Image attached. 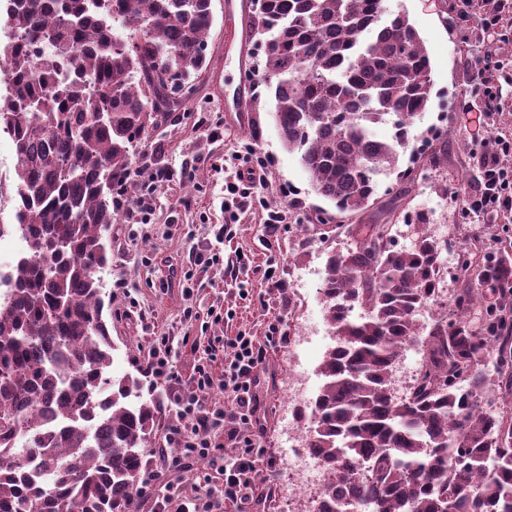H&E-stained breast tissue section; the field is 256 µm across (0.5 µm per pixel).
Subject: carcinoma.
I'll return each mask as SVG.
<instances>
[{
	"label": "carcinoma",
	"instance_id": "carcinoma-1",
	"mask_svg": "<svg viewBox=\"0 0 512 512\" xmlns=\"http://www.w3.org/2000/svg\"><path fill=\"white\" fill-rule=\"evenodd\" d=\"M4 2L0 133L15 144L17 205L0 234L20 233L25 251L0 277V512H134L157 410L131 402L138 379L108 372L103 232L138 145L208 69L212 0ZM381 14L382 0H259L249 16L280 137L340 213L374 201L431 96L418 32L404 13L379 27ZM386 121L391 140L372 138ZM414 224L408 247L391 224L326 225L352 243L327 253L322 285L336 345L308 447L330 470L324 512H512V412L485 397H512V251L476 238L446 301L448 244L424 214ZM408 344L424 363L400 399Z\"/></svg>",
	"mask_w": 512,
	"mask_h": 512
}]
</instances>
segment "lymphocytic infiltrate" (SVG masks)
Listing matches in <instances>:
<instances>
[{"label":"lymphocytic infiltrate","instance_id":"obj_1","mask_svg":"<svg viewBox=\"0 0 512 512\" xmlns=\"http://www.w3.org/2000/svg\"><path fill=\"white\" fill-rule=\"evenodd\" d=\"M478 25L487 37L488 51L477 58L474 83L487 111H499L497 71L504 60L492 52L495 44H512V0H495L492 8L479 12ZM512 137L495 136L482 154V170L476 194L465 197L468 212L494 214L512 211ZM195 160L183 164L180 172L164 167H148L139 171L136 181L140 193L135 204L117 196L114 206L127 211L133 223H150L155 211L154 192L174 176L191 177ZM259 178L235 171L224 183L223 223L215 225L216 239L232 233V226L244 208L258 200ZM197 362L178 389L167 393L183 422L168 427L165 445L181 451L178 465L198 458L208 460L209 469L198 484L167 483L161 496L155 498L151 512H245L246 505L258 496L252 479L257 467L258 448L251 435L240 433L235 423L258 424L259 398L255 392V371L265 359L266 350L247 333L233 337H214L196 346Z\"/></svg>","mask_w":512,"mask_h":512}]
</instances>
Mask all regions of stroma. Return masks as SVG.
Segmentation results:
<instances>
[{
    "label": "stroma",
    "mask_w": 512,
    "mask_h": 512,
    "mask_svg": "<svg viewBox=\"0 0 512 512\" xmlns=\"http://www.w3.org/2000/svg\"><path fill=\"white\" fill-rule=\"evenodd\" d=\"M225 0H212L214 21L208 50L209 71L197 85L194 95L173 125L150 132L145 138L141 160L151 158L154 145L164 147L162 166L180 170L184 159L201 156L191 180L175 179L162 184L155 193L156 212L152 223L130 224L117 219L112 226V255L100 272L105 300L104 313L112 336L110 375L139 378L141 401L162 403L167 382L150 384L142 377L139 361L147 359L158 336H168L177 351L176 372L188 375L195 355L191 342H207L213 336H234L244 331L264 338L274 318H281L285 332H293L304 317L322 315L318 288L324 277L326 253L335 240L323 239L314 226L318 211H326L334 224H376V208L346 215L334 204L318 196L297 154L284 145L274 120L275 99L261 81L263 54L249 50L253 111L248 128L229 127L224 112L225 79L237 75V65L224 54V30L228 18ZM385 15L405 13L417 30L431 62L433 83L431 101L409 129L410 138L434 127L440 137L425 147L422 154L401 153L399 168L415 170V183L409 211L423 213L433 224L451 229L457 242H464L468 227L458 207L449 205V196L459 195L458 181L476 171L483 152L482 143L498 133L512 134V78L502 79L498 87L503 114L485 112L472 92L470 58L481 51L482 42L473 21H460L454 0H383ZM207 111L213 122L223 125V139L200 137L194 128L199 111ZM254 143L271 163L264 171L265 186L260 189V205L243 211L230 238L217 241L211 225L224 221V179L238 165L236 153L244 143ZM439 154V163L429 160ZM299 199L291 223L281 225L276 237H269L264 224L267 210ZM219 252L221 263L206 269L190 264L196 247ZM240 262L237 278L226 275L225 259ZM276 267L286 283L285 293H278L265 277L268 267ZM193 270L196 282L193 297H185L183 275ZM123 280L125 290H117L116 280ZM248 295H241V288ZM193 308L198 316L187 319L184 311ZM233 312V319L213 321L208 310ZM289 344L279 342L267 349L257 372L260 408L258 417L265 427L260 441L267 448L268 460L257 472L267 476L284 469L288 457V417L284 393L288 385ZM175 413L160 412L150 443L145 449L146 469L156 471L152 486L135 498L136 512H150L161 487L168 482L192 483L204 472L205 461H193L190 468L178 470L162 464L157 450L165 429L176 423Z\"/></svg>",
    "instance_id": "1"
}]
</instances>
